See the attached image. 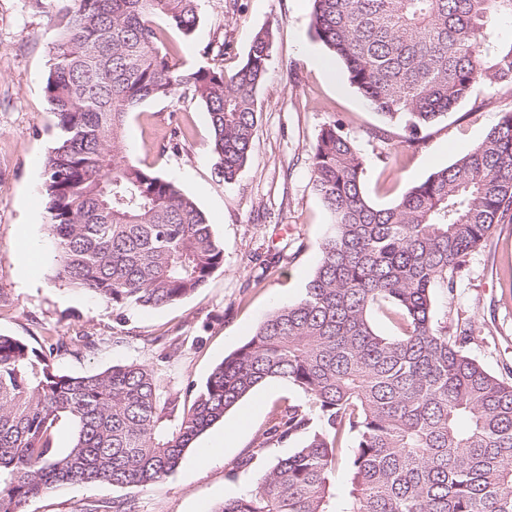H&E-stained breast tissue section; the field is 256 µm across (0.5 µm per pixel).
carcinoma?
<instances>
[{"label":"carcinoma","mask_w":512,"mask_h":512,"mask_svg":"<svg viewBox=\"0 0 512 512\" xmlns=\"http://www.w3.org/2000/svg\"><path fill=\"white\" fill-rule=\"evenodd\" d=\"M203 2L73 0L53 19L44 191L54 277L120 309L178 302L224 267L193 198L124 139L131 112L183 89L205 108L224 181L246 164L274 31H259L230 75L183 69L167 30L191 39ZM311 2L312 31L409 144L477 84L512 92V40L496 33L512 0ZM310 162L332 226L320 264L303 296L269 312L190 403L163 395L145 364L59 372L55 358L92 345L87 336L49 332L32 345L0 334V512H25L62 485H155L269 380L305 401L275 407L267 439L299 446L214 512H512V382L471 356V324L450 336L433 321V289L453 293L464 258L512 212V111L386 207L367 196L342 122L321 127ZM377 315L392 333L378 331ZM66 421L77 433L61 451L54 431ZM349 438L340 495L333 471ZM85 512L135 505L99 500Z\"/></svg>","instance_id":"cac0c4a2"}]
</instances>
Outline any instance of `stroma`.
<instances>
[{
	"label": "stroma",
	"mask_w": 512,
	"mask_h": 512,
	"mask_svg": "<svg viewBox=\"0 0 512 512\" xmlns=\"http://www.w3.org/2000/svg\"><path fill=\"white\" fill-rule=\"evenodd\" d=\"M65 0H0V333L34 342L45 332H83L94 346L56 359L71 376L115 365L152 367L164 394L188 399L213 369L243 345L274 308L299 299L320 257L330 219L313 190L309 151L329 119L345 130L364 158L365 191L379 206L393 203L411 184L425 180L482 141L512 94L477 85L453 112L423 130L416 148L403 146L402 131L388 141L374 132L382 117L353 88L344 66L335 77L315 67L309 50H322L310 29L311 0H206L199 26L178 59L187 67L235 71L256 33L275 30L261 112L252 150L234 182L219 175L201 102L177 93L143 103L129 116L126 142L134 156L193 197L224 244V266L200 292L160 308H116L53 279L54 245L46 230L44 164L54 120L44 84L56 37L50 18ZM225 43L223 53L213 52ZM37 240L42 262L30 277L16 270L21 236ZM453 294L436 291L433 320L456 326L469 319L470 354L488 371L512 378V221L471 252ZM178 344L167 356L169 344ZM285 382L272 380L242 399L222 422L188 448L181 465L150 487L64 485L33 498L26 512H83L97 500L135 502L138 512H215L224 499L254 489L259 477L296 444L265 442L274 405L302 401ZM233 443L213 458L201 457L227 423ZM254 454L250 467L240 460Z\"/></svg>",
	"instance_id": "1"
}]
</instances>
